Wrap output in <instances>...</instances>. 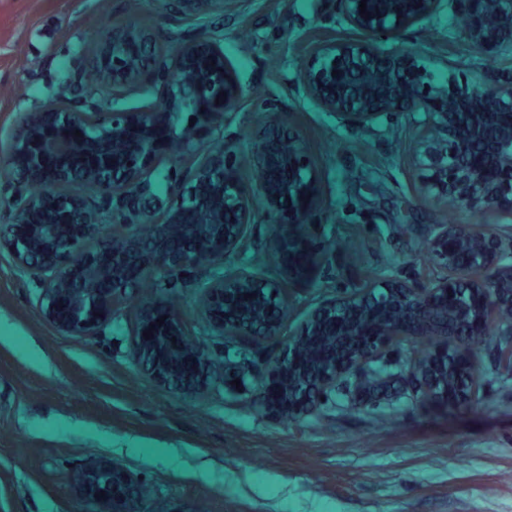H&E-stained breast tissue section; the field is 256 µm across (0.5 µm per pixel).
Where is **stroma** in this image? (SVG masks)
Segmentation results:
<instances>
[{"mask_svg": "<svg viewBox=\"0 0 512 512\" xmlns=\"http://www.w3.org/2000/svg\"><path fill=\"white\" fill-rule=\"evenodd\" d=\"M0 0V149L15 115L75 91L113 23L150 27L160 50L171 27L160 0ZM457 0L381 51L408 49L425 86L468 94L494 59L476 51L458 23ZM210 31L248 98L224 130L248 150L268 112L299 123L309 138L323 201L318 244L328 263L292 280L287 332L324 299L370 278L419 284L424 246L447 215L417 192L416 116H381L369 130L344 126L298 83L309 41L348 33L336 0H239ZM228 260L231 269L283 278L266 247ZM41 284L0 250V512H93L73 481L90 461L117 462L145 490L140 512H512V375L489 356L477 367L479 405H422L405 366L407 345L387 353L379 393L337 390L308 416L265 411L264 365L276 348H245L211 332L198 280L175 290L196 342L224 372L195 396L148 377L135 363L132 321L120 313L91 336H69L39 313Z\"/></svg>", "mask_w": 512, "mask_h": 512, "instance_id": "obj_1", "label": "stroma"}]
</instances>
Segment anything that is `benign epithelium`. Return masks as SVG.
Segmentation results:
<instances>
[{
    "mask_svg": "<svg viewBox=\"0 0 512 512\" xmlns=\"http://www.w3.org/2000/svg\"><path fill=\"white\" fill-rule=\"evenodd\" d=\"M235 0H161L177 28V47L152 52L151 33L112 25L96 67L98 85L78 95L17 113V131L0 152L11 172L10 219L0 248L17 270L43 282L41 312L70 336H90L112 322L131 289L144 281L162 289L197 269L244 251L261 215L275 255L312 264L326 260L314 241L321 199L302 131L271 112L244 158L217 149L244 93L207 21ZM438 0H337L350 37L310 45L301 74L305 92L350 127L367 130L383 114L436 113L423 145L418 192L457 207L474 201L512 219V66L498 67L480 91L462 96L450 86L422 92L413 53L381 54L377 41L396 37L431 15ZM471 45L492 53L512 48V0H459ZM338 75H332V72ZM146 88L154 100L115 108ZM194 124H189V119ZM81 136H75V131ZM186 173L167 206H139L164 159ZM130 206L150 226L120 218ZM425 287L365 281L320 302L301 329L284 337L288 288L245 270L226 271L202 285L200 309L220 336L250 344L279 340L265 370L270 410L299 418L348 381L374 390L387 381L366 376L388 346L425 340L410 363L416 397L432 404L468 403L477 389L462 339L496 336L490 352L512 373V235L484 224H439L428 242ZM250 295L246 302L239 298ZM163 324H156L159 318ZM150 332L146 339L143 333ZM132 351L159 383L183 392L207 388L211 357L192 339L186 316L168 301L135 311ZM87 499L112 512H139L141 485L115 464L93 460L73 476ZM105 496H100V492Z\"/></svg>",
    "mask_w": 512,
    "mask_h": 512,
    "instance_id": "7a95c632",
    "label": "benign epithelium"
}]
</instances>
